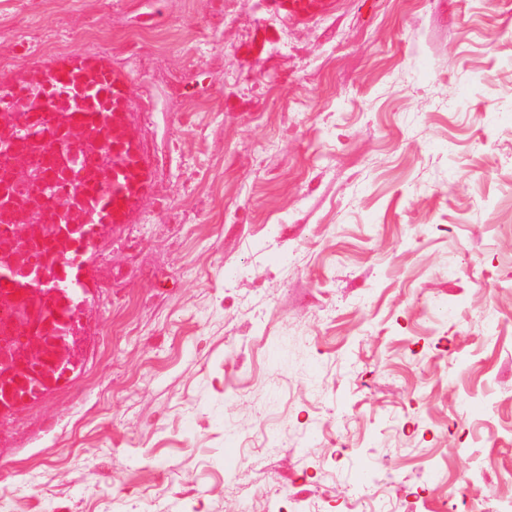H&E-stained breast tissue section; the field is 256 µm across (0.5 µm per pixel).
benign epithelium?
I'll return each mask as SVG.
<instances>
[{
  "label": "benign epithelium",
  "mask_w": 512,
  "mask_h": 512,
  "mask_svg": "<svg viewBox=\"0 0 512 512\" xmlns=\"http://www.w3.org/2000/svg\"><path fill=\"white\" fill-rule=\"evenodd\" d=\"M96 89L89 75L79 80L72 107H82ZM59 131L68 132L56 138L52 147L36 153L17 145L26 136L20 128L4 132L0 128V145L12 155L9 197L0 198V219L14 223V233L0 241V278L22 279L11 296V309L0 315V417L11 416L30 403L28 390L31 381L50 385L54 374L60 378L69 371H60L63 363L81 351L88 334V308L71 318L62 316L68 301L63 289L69 287L56 274V264L47 257L35 254L28 242L37 240L58 249L74 247L70 233L91 218L83 172L70 176V194L67 201L58 204L51 214L39 211L30 198L36 188H46L47 180L38 168L29 166L34 154L44 160V167L67 166L80 151H88L98 164L97 178L108 189L116 188L114 172L120 170L108 148L105 131L85 129L73 131L66 112L58 115Z\"/></svg>",
  "instance_id": "benign-epithelium-1"
}]
</instances>
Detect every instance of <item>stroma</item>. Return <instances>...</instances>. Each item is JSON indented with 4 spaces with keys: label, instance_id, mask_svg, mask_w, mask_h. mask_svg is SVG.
<instances>
[{
    "label": "stroma",
    "instance_id": "stroma-1",
    "mask_svg": "<svg viewBox=\"0 0 512 512\" xmlns=\"http://www.w3.org/2000/svg\"><path fill=\"white\" fill-rule=\"evenodd\" d=\"M152 48L132 53L138 20ZM0 83L124 75L154 158L82 279L80 370L0 424L9 512H237L446 456L512 489V0H36ZM199 76V101L171 84ZM324 0H287L285 7L288 14L305 20L314 17L320 10L325 8ZM402 465L399 461L382 459L374 466V481L379 487L392 489L401 473Z\"/></svg>",
    "mask_w": 512,
    "mask_h": 512
}]
</instances>
